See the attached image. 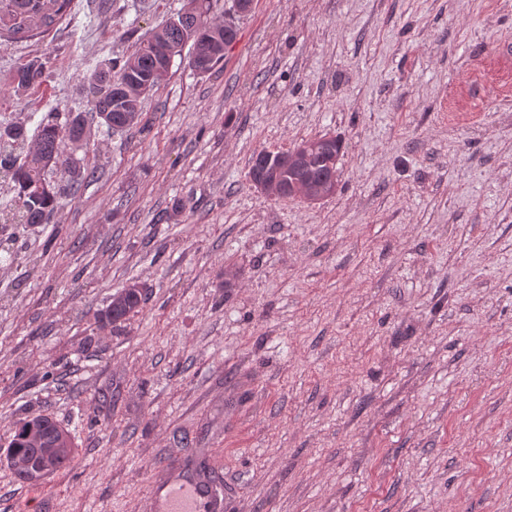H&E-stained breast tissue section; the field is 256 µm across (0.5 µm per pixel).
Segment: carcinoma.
<instances>
[{"mask_svg": "<svg viewBox=\"0 0 512 512\" xmlns=\"http://www.w3.org/2000/svg\"><path fill=\"white\" fill-rule=\"evenodd\" d=\"M72 2L0 0V46L30 41L56 30L71 14ZM212 8L213 0H184L176 16L150 36L137 40L128 54L95 68L89 77L88 95L95 116L103 120L107 131L114 133L135 125L131 117L140 115L145 96L139 87L149 81L154 88L168 74L169 62L162 49L180 57L185 46L191 45L189 65L199 58L205 60V74L224 60V47L235 40L237 31L215 22ZM47 73L48 58L23 60L14 70L11 83L17 90L26 91L40 86ZM85 127L86 117L81 112H49L31 137L26 123L0 121V173L10 176L13 183L12 204L7 210L18 214L14 224L23 231L49 223L69 197L95 178L96 170L84 159L74 157L69 148L83 137ZM330 157L328 149L319 146L311 153L301 176L315 185L338 179L337 165L330 163ZM144 302L141 292L123 288L112 296L106 315L115 326L142 309ZM42 422V444L32 445L26 439V428ZM57 438V422L50 416L20 420L15 424L8 456L50 472L60 470L71 461L73 449L58 447Z\"/></svg>", "mask_w": 512, "mask_h": 512, "instance_id": "cac0c4a2", "label": "carcinoma"}]
</instances>
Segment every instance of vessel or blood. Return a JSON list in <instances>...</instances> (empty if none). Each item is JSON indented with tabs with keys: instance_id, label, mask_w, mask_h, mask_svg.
I'll use <instances>...</instances> for the list:
<instances>
[{
	"instance_id": "1",
	"label": "vessel or blood",
	"mask_w": 512,
	"mask_h": 512,
	"mask_svg": "<svg viewBox=\"0 0 512 512\" xmlns=\"http://www.w3.org/2000/svg\"><path fill=\"white\" fill-rule=\"evenodd\" d=\"M149 484L144 512H224V489L208 469L159 463Z\"/></svg>"
}]
</instances>
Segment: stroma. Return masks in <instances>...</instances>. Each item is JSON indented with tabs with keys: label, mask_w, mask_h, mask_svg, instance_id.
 <instances>
[{
	"label": "stroma",
	"mask_w": 512,
	"mask_h": 512,
	"mask_svg": "<svg viewBox=\"0 0 512 512\" xmlns=\"http://www.w3.org/2000/svg\"><path fill=\"white\" fill-rule=\"evenodd\" d=\"M182 6L74 0L0 47V114L86 111L94 65ZM236 26L87 141L95 179L0 266V450L38 414L76 445L37 483L0 453V512H142L168 454L226 512H512V0H254ZM36 56L45 94L11 92ZM326 134L335 195L247 180ZM131 283L142 311L104 325Z\"/></svg>",
	"instance_id": "35a3bbf8"
}]
</instances>
